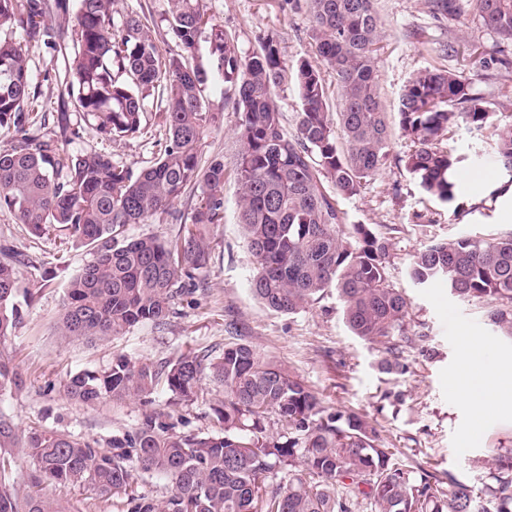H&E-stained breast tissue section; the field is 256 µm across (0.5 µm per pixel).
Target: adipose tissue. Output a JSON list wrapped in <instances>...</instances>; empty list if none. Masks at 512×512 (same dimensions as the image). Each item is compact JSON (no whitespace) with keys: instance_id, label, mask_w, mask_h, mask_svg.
Instances as JSON below:
<instances>
[{"instance_id":"ef3b65f1","label":"adipose tissue","mask_w":512,"mask_h":512,"mask_svg":"<svg viewBox=\"0 0 512 512\" xmlns=\"http://www.w3.org/2000/svg\"><path fill=\"white\" fill-rule=\"evenodd\" d=\"M466 343L463 368L454 379L452 390L476 412L498 408L506 392L504 382L512 378V368L491 359L479 337H467Z\"/></svg>"}]
</instances>
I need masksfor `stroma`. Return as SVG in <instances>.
Instances as JSON below:
<instances>
[{"mask_svg": "<svg viewBox=\"0 0 512 512\" xmlns=\"http://www.w3.org/2000/svg\"><path fill=\"white\" fill-rule=\"evenodd\" d=\"M206 6L215 22L235 38L242 54L256 51L261 38L272 32L280 39L285 63L316 56L303 0H206ZM164 8L165 0H115L113 15L118 19L139 15L166 57L180 48L160 21ZM376 8L384 31L376 73L390 125L398 123L405 82L417 71L433 67L471 78L475 93L490 108L512 114V47L499 49L496 36L480 25L470 9L450 20L434 17L427 0H376ZM55 62L52 50L41 44L28 56L44 107L64 112L70 125L82 127V146L98 145L96 133L84 126L78 108L70 102L58 103L55 88L45 81ZM195 62L209 70L205 99L222 114L200 149L201 165L217 157L224 160V219L209 230L214 249L208 267L197 273L195 289L178 298L164 328L143 323L109 340L71 341L60 335L58 322L65 287L90 261L88 249L75 245L60 253L59 231L38 238L0 213V243L10 242L28 259L20 269L22 319L0 339V351L12 357L21 385L0 397V411L22 428L39 425L102 444L134 430L148 409L180 416L185 429L206 433L208 407L222 396L211 382L202 384L203 400L188 406L174 404L162 385L147 404L131 399L87 405L66 397V382L78 372L106 368L121 353L160 364L189 349L214 358L226 345L245 342L288 366L325 405L376 419L384 444L395 448L394 461L401 468L413 470L425 464L482 489L490 481L494 457L512 451V411L477 418L448 383L461 368L463 335L480 337L500 358L512 357V336L488 325L480 305L459 302L442 283L416 285L409 277V265L412 254L433 239L492 237L512 231V196H489L505 180L489 150L488 132L462 126L454 135L458 153L468 157L456 177L462 212H453L420 187L403 162L409 145L398 137L392 141L390 161L382 174L359 195L338 201L344 223L367 224L392 239L390 280L406 296L412 319L422 324L426 334L422 348L409 350L406 374L382 375L376 369L378 349L351 334L335 290L290 315L271 311L252 296L249 281L254 266L237 222V115L224 100L223 82L211 71L207 43H199ZM163 109L160 99H148L143 134L107 144L114 160L135 171L156 161L162 134L155 115ZM200 198L199 189H187L170 214L128 225L127 236L173 238L181 225L192 223ZM389 390L404 391V401L384 405L382 397ZM475 428L479 437L464 442V434Z\"/></svg>", "mask_w": 512, "mask_h": 512, "instance_id": "stroma-1", "label": "stroma"}]
</instances>
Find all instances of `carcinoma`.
<instances>
[{
    "label": "carcinoma",
    "mask_w": 512,
    "mask_h": 512,
    "mask_svg": "<svg viewBox=\"0 0 512 512\" xmlns=\"http://www.w3.org/2000/svg\"><path fill=\"white\" fill-rule=\"evenodd\" d=\"M166 2L164 21L181 49L167 63L140 16L117 23L112 0H76L73 55L53 74L61 102L72 101L107 141L142 134L145 99L152 91L165 99V110L155 113L165 135L159 157L134 172L100 148L71 150L80 129L49 127L32 87L29 40L60 52L65 44L45 24L46 0H0V30L20 28L27 36L0 37V131L12 138L0 149V213L34 236L57 226L92 254L66 286L60 334L107 340L142 323L162 327L209 265L203 228L223 219L224 160L199 164L202 140L220 121L203 96L208 73L191 63L204 37L224 99L238 115V224L253 258L251 293L272 311L294 314L335 289L351 333L380 348L379 373L405 374V353L425 334L388 279L393 243L366 224H342L337 208V198L359 194L390 156L375 69L383 38L375 0H305L317 61L300 58L291 67L277 35L244 56L207 16L204 0ZM468 2L483 27L512 44V0ZM430 9L452 20L462 4L430 0ZM328 76L340 97L334 122ZM288 82L300 100L291 134L274 100ZM398 115L399 136L412 144L405 166L429 195L456 201L451 176L464 157L442 145V136L462 124L491 130L494 157L512 183V115L500 118L465 77L439 68L417 72L402 90ZM194 187L203 196L193 223L174 238L125 236L127 225L167 213ZM20 263L0 245V338L21 320ZM410 277L419 285L444 282L458 300L482 304L487 322L512 336V232L432 240L413 255ZM206 378L224 391L210 405L206 434L182 432L172 415L150 411L135 430L102 446L71 433L22 429L0 411V512H79L47 495V483L86 484L104 504L121 494L126 512H350L354 497L375 512H512V454L493 459L494 483L479 491L422 466L413 476L393 462L376 421L324 406L284 364L247 343L227 345L211 360L190 350L160 366L120 354L103 371L70 377L65 393L85 404L147 403L163 380L174 401L188 405ZM20 384L12 358L1 352L0 396ZM272 413L282 425L275 433L267 429ZM20 456L29 464L22 480ZM136 471L167 481L169 495L160 500L133 487Z\"/></svg>",
    "instance_id": "obj_1"
}]
</instances>
